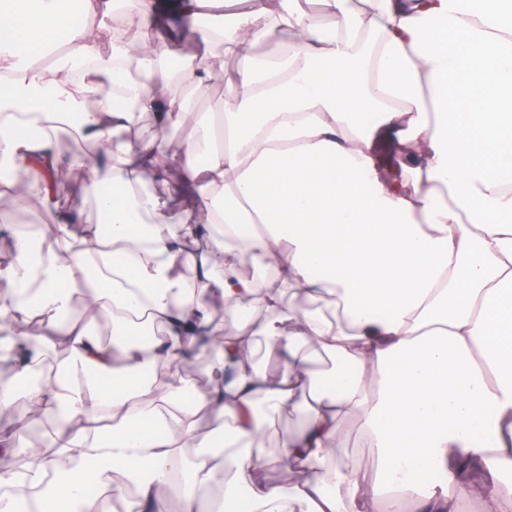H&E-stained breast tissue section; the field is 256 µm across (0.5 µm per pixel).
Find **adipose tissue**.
<instances>
[{"label": "adipose tissue", "mask_w": 512, "mask_h": 512, "mask_svg": "<svg viewBox=\"0 0 512 512\" xmlns=\"http://www.w3.org/2000/svg\"><path fill=\"white\" fill-rule=\"evenodd\" d=\"M322 2L327 25L283 0H251L231 28L206 32L179 75L223 78L221 129L175 146L115 136L142 114L162 126L191 119L186 102L153 90L170 77L166 51L146 41L102 47L93 26L69 27L56 0H0V42L25 48L68 31L51 65L0 54V158L49 204L43 170L70 168L56 151L64 114L81 113L85 136L107 155L87 189L108 227H44L37 276L12 268L0 289L1 319L43 327L28 347L32 364L68 353L39 391L56 422L48 445L70 462L45 489L52 512H110L109 494L127 483L137 512H169L173 497L179 512H205L219 478L222 512H239L244 499L250 512H459L464 498L479 512H512V481L502 477L512 468V0ZM283 40L286 55L253 58ZM223 41L244 51L236 70L210 54ZM108 90L135 91L137 111L104 104ZM368 112L379 119L370 129ZM37 122L48 134L14 131ZM382 146L396 152L402 176L383 173ZM177 160L199 189L196 214L178 219L154 194L129 188ZM116 183L128 188L122 200L99 195ZM133 224L149 230L131 234ZM202 234L206 248L187 249ZM127 254L133 264L116 263ZM246 265L274 271L280 291L243 277ZM184 268L195 271L193 286ZM33 284L34 307L17 299ZM77 285L113 330L146 314L158 340L108 344L63 324ZM215 289L225 306L250 312L235 334L206 303ZM286 291L303 302L284 303ZM258 337L283 360L277 375L255 364ZM310 346L332 368L318 372ZM196 351L210 354L211 391L188 407L181 366ZM307 397L313 411L280 457L255 453L263 421ZM351 414L377 452L369 482L340 452ZM205 419L220 422L224 455L202 447ZM283 461L305 480L269 484L265 470ZM428 466L447 473L454 493L424 494ZM89 483L102 497L83 496Z\"/></svg>", "instance_id": "1"}]
</instances>
